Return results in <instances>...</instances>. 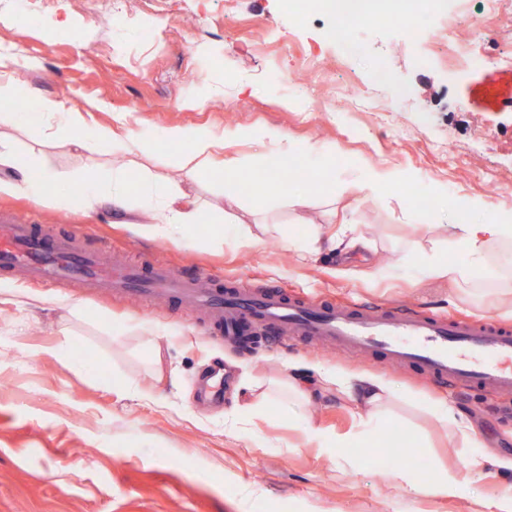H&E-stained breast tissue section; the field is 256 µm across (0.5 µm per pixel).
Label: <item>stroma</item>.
Masks as SVG:
<instances>
[{"label": "stroma", "mask_w": 512, "mask_h": 512, "mask_svg": "<svg viewBox=\"0 0 512 512\" xmlns=\"http://www.w3.org/2000/svg\"><path fill=\"white\" fill-rule=\"evenodd\" d=\"M112 12L78 0H42L34 24L0 0V52L37 61L23 84L82 110L87 121L127 117L141 134L181 125L224 137L238 168L217 171L193 191L199 223L170 239L138 233V196L126 209L83 210L78 173L108 174L118 154L97 155L45 141L38 128L13 131L34 168L60 176V201L36 205L0 196V212L21 213L55 233L82 225L85 244L113 256L163 262L192 274L326 298L402 306L442 315L507 321L447 281L426 277L437 253L464 261L436 197L485 201L473 221L512 211V68H448L432 32L461 13V0H412L413 29L391 23L334 42V14L296 16L286 0H112ZM271 130L279 141L255 143ZM460 153L480 173L448 165ZM411 183L345 194L368 167ZM288 181L289 197L313 193L302 212L269 198L249 213L254 184ZM347 212L368 249H327L315 260L298 245L309 225L334 234L331 210ZM380 266L383 277L366 276ZM362 269L348 277L344 268ZM24 293L27 305L14 299ZM195 313L63 282L44 287L0 274V512H480L512 485V470L471 475L456 497L407 495L394 468L425 464L431 480L461 467L465 453L431 415L449 398L469 417L485 451L512 458V401L460 392L413 368L377 357L267 334L255 352L203 332ZM373 372L398 397L377 429L355 406L327 392L305 412L268 398L247 409L243 378L272 387L289 363ZM312 423L342 442L333 466L304 431Z\"/></svg>", "instance_id": "obj_1"}]
</instances>
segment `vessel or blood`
<instances>
[{
    "label": "vessel or blood",
    "instance_id": "1",
    "mask_svg": "<svg viewBox=\"0 0 512 512\" xmlns=\"http://www.w3.org/2000/svg\"><path fill=\"white\" fill-rule=\"evenodd\" d=\"M83 233L42 232L22 214H0V272L25 270L31 282L76 280L203 312L206 330L228 337L274 326L287 335L335 345L364 357L415 367L435 380L512 396V329L371 303L304 301L278 289H243L214 276L156 265L144 271L110 261L107 245L88 251Z\"/></svg>",
    "mask_w": 512,
    "mask_h": 512
}]
</instances>
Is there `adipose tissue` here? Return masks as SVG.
<instances>
[{
    "label": "adipose tissue",
    "mask_w": 512,
    "mask_h": 512,
    "mask_svg": "<svg viewBox=\"0 0 512 512\" xmlns=\"http://www.w3.org/2000/svg\"><path fill=\"white\" fill-rule=\"evenodd\" d=\"M34 125L47 130L50 136L64 138L88 152H112L126 157L127 166L113 169L108 180H101L91 172L82 173L80 203L85 210L93 211L108 201L113 209L119 210L124 207L130 193H138L145 203L148 216L139 231L150 237L166 238L180 227L199 221L200 201L183 191V184L197 182L206 171L215 168L227 173L237 169V158L224 154L223 139L201 128L169 126L161 129L158 140L184 147L185 152L179 161L181 185L162 183L147 174L138 181H131V166L149 155L158 140L147 139L132 129L120 135L112 127L88 124L78 108L65 106L60 100L45 96L40 98L39 109L35 112L5 107L0 110V194L22 196L42 204L49 199L52 187L58 182L57 174L50 168L34 171L30 161L22 157L15 145L4 136L5 131ZM476 207V202L471 200L456 203L455 212L459 219L451 226V242L465 252L467 262L434 261L426 269L427 276L446 280L452 285L495 277L496 272L488 264L487 256L495 248L512 242V217L494 224L464 221V214ZM366 245L362 237L347 234L343 229L333 236H324L320 225L315 224L299 248L303 256L314 257L327 248L350 252ZM313 373L322 389H333L348 397L354 401L357 409L366 411L371 420L383 419L388 405L395 398L391 382L369 372L347 375L334 368L317 365ZM432 415L467 448L464 473L488 472L494 461L478 451V440L470 423L457 411L453 402H440L433 408Z\"/></svg>",
    "instance_id": "obj_1"
}]
</instances>
